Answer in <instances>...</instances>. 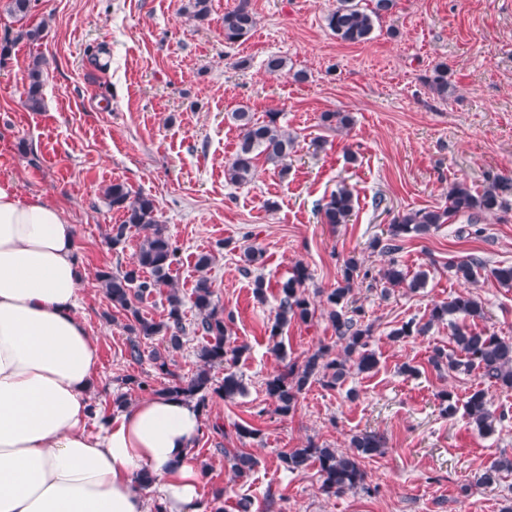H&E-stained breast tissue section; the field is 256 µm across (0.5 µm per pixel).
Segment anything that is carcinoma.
Listing matches in <instances>:
<instances>
[{"mask_svg":"<svg viewBox=\"0 0 512 512\" xmlns=\"http://www.w3.org/2000/svg\"><path fill=\"white\" fill-rule=\"evenodd\" d=\"M396 6V0H336V7L328 12L325 22L339 40L361 44L371 39L375 24L391 15ZM256 27L257 17L251 7V0H236V5L224 13V42L244 43L251 38ZM28 78L27 106L38 111L42 105L40 59H34L29 66ZM428 84L438 96H448V66L437 64ZM231 119L239 129L240 140L233 159L224 168V176L229 183L244 185L251 182L256 162L261 157L276 166L288 161L294 148V139L281 124L280 113L267 112L263 119L256 120L248 108L242 106L231 112ZM321 121L331 128H346L351 124V116L341 111L324 112ZM510 191L512 179L506 177H496L480 190L470 187L464 181H456L448 189V205L408 211L395 216L389 225L388 238L384 241L376 239L372 246L382 253L395 252L399 250L395 241L423 236L458 215L467 216L468 223L474 226L480 223L482 215L501 208L502 196ZM104 195L108 205L123 214V221L112 226V248L125 243L128 233L133 229L142 234L137 251L124 269L115 272L103 270L97 274L112 305L132 318L127 329L136 335V339L130 340V357L135 360L142 357L138 341L140 336L147 339L160 336L166 341L167 350L177 351L182 348L183 339L187 336L184 300L172 288L170 280L171 267L177 262L178 249L164 232L153 198L134 194L122 183L108 186ZM355 204L353 192L341 186L323 199L318 205V213L324 224H345L352 216ZM211 263L210 254L198 257L196 266L202 275L191 296L193 307L200 316L194 324L193 333H199L203 338V343L196 350L199 362L196 373L187 380L174 377L167 386L158 390L152 388L146 380L129 379V383L142 392L182 396L196 401L197 406L203 410L209 407L213 397L231 399L243 389L241 380L234 372L225 373L218 386L211 376L212 368L224 365L228 359L236 358L243 351L241 347H226L224 310L214 301L211 284L204 275ZM481 265V259L470 256L454 265L455 273L459 279L470 282L475 276L474 268ZM358 269L355 258L346 260L342 280L337 282L336 287L325 292L328 319L337 338L345 343L343 353L333 357L328 348L321 347L307 355L301 363L285 365L279 374L266 381V393L279 414L287 416L294 412L299 395L313 383L334 389L344 381L351 369L364 373L376 367L377 359L366 351L372 325L365 322L362 308H348L354 274ZM379 275L384 284L390 287L406 282L413 289L423 287L427 278L426 272L419 271L408 281L407 274L394 263L380 270ZM309 279L307 267L298 264L292 275L279 287V305L269 330V336L274 341L273 350L277 353L282 352V344L277 338L288 323H309L314 318L306 289ZM163 288L168 289L166 318L155 321L143 317L135 302ZM460 316L473 320L482 317V303L469 293L459 295L450 302L435 303L430 309L428 321L423 324L408 321L391 331L390 336L394 339L424 336L433 324L446 321L453 330L452 342L456 352L464 354V357L458 359L455 352L447 353L436 348L429 357V363L439 371L445 368L465 372L479 370L488 381L502 389L512 390V340L494 333L477 332L467 325H458L454 318ZM440 398L446 414L453 416L462 407L478 430H493L494 416L487 407L484 390H473L462 404L450 391L442 392ZM351 448L350 453H340L327 445L310 441L303 448H293L281 454L280 461L290 472L318 466L322 490L327 494H336L363 485L365 473L362 460L384 453L385 441L376 433L365 432L352 437ZM229 461L232 472L238 478L248 475L257 465V460L246 453H235L229 457ZM503 471H512L511 458L500 457L494 460L483 474L482 481L491 483Z\"/></svg>","mask_w":512,"mask_h":512,"instance_id":"obj_1","label":"carcinoma"}]
</instances>
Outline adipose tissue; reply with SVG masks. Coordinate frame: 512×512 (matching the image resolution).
Masks as SVG:
<instances>
[{"label":"adipose tissue","instance_id":"1","mask_svg":"<svg viewBox=\"0 0 512 512\" xmlns=\"http://www.w3.org/2000/svg\"><path fill=\"white\" fill-rule=\"evenodd\" d=\"M77 231L0 179V512H211L194 401L91 411L97 339L78 316Z\"/></svg>","mask_w":512,"mask_h":512}]
</instances>
